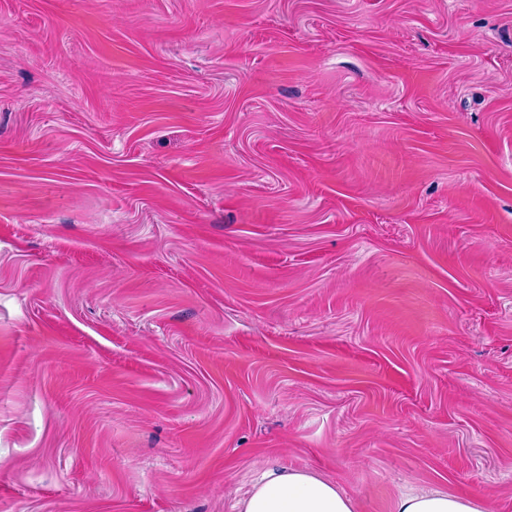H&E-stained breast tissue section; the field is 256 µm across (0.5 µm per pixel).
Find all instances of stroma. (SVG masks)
I'll return each mask as SVG.
<instances>
[{"mask_svg":"<svg viewBox=\"0 0 512 512\" xmlns=\"http://www.w3.org/2000/svg\"><path fill=\"white\" fill-rule=\"evenodd\" d=\"M512 512V0H0V512ZM235 512H354L332 481L304 469L270 468L237 499ZM394 512H492L490 503L478 497H457L441 490L401 495Z\"/></svg>","mask_w":512,"mask_h":512,"instance_id":"35a3bbf8","label":"stroma"}]
</instances>
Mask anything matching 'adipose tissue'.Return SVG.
Segmentation results:
<instances>
[{"instance_id":"obj_1","label":"adipose tissue","mask_w":512,"mask_h":512,"mask_svg":"<svg viewBox=\"0 0 512 512\" xmlns=\"http://www.w3.org/2000/svg\"><path fill=\"white\" fill-rule=\"evenodd\" d=\"M235 512H354L351 499L332 481L304 469L271 468L237 499ZM394 512H491L478 497H457L441 490L401 495Z\"/></svg>"}]
</instances>
